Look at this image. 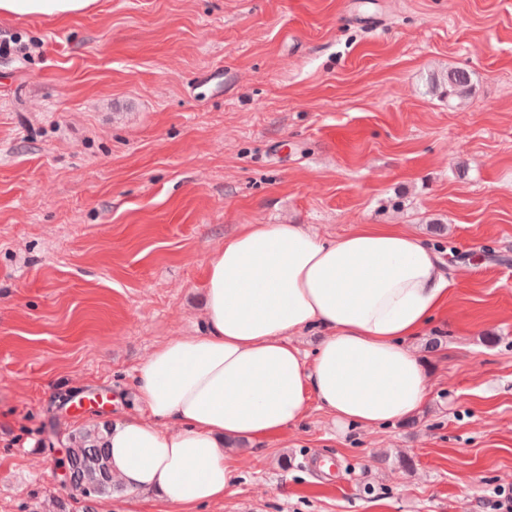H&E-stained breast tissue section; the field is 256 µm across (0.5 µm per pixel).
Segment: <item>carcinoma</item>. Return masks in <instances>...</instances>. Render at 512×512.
Returning a JSON list of instances; mask_svg holds the SVG:
<instances>
[{
  "label": "carcinoma",
  "mask_w": 512,
  "mask_h": 512,
  "mask_svg": "<svg viewBox=\"0 0 512 512\" xmlns=\"http://www.w3.org/2000/svg\"><path fill=\"white\" fill-rule=\"evenodd\" d=\"M448 97L464 99L471 92L470 74L464 70H450L447 76ZM68 463L76 481L73 490L84 495V488L96 486L102 498L118 487L116 476L112 473L107 448L103 446L102 434L97 429L85 430L71 437L68 448Z\"/></svg>",
  "instance_id": "carcinoma-1"
}]
</instances>
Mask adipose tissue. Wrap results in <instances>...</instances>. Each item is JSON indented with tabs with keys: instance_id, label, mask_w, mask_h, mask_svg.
I'll return each instance as SVG.
<instances>
[{
	"instance_id": "ef3b65f1",
	"label": "adipose tissue",
	"mask_w": 512,
	"mask_h": 512,
	"mask_svg": "<svg viewBox=\"0 0 512 512\" xmlns=\"http://www.w3.org/2000/svg\"><path fill=\"white\" fill-rule=\"evenodd\" d=\"M98 0H0V15L69 19ZM198 334L157 346L136 413L107 425L119 491L198 512L237 479L224 444L270 440L316 400L338 429L408 419L428 397L412 341L448 302V272L415 230L360 224L332 240L299 224H244L211 256ZM323 337L313 357L293 338Z\"/></svg>"
}]
</instances>
